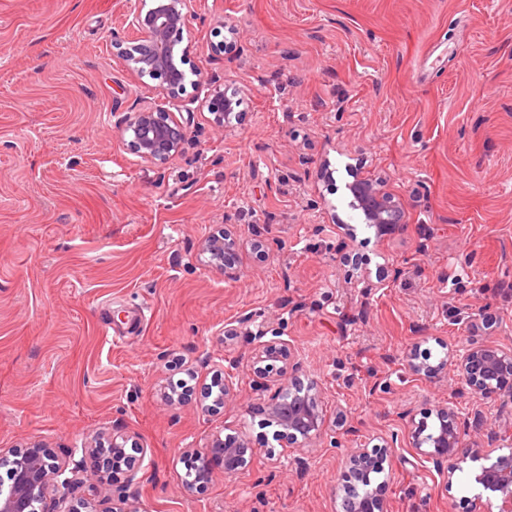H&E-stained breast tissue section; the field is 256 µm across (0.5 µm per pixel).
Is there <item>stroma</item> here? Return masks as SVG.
I'll use <instances>...</instances> for the list:
<instances>
[{
    "label": "stroma",
    "instance_id": "obj_1",
    "mask_svg": "<svg viewBox=\"0 0 512 512\" xmlns=\"http://www.w3.org/2000/svg\"><path fill=\"white\" fill-rule=\"evenodd\" d=\"M127 6L0 0V448L65 459L94 432L137 433L152 464L75 490L96 512H336L347 448L442 405L481 412L512 452L497 404L402 366L411 349L435 364L471 338L512 345V0H196L202 81L184 97L224 74L242 116L218 131L195 114L161 168L119 134L162 102L112 46ZM356 174L404 202L400 232L344 231ZM221 226L248 245L229 273L201 251ZM258 231L270 253L251 249ZM267 328L323 388L315 446L285 445L258 411ZM207 354L237 407L205 411ZM180 379L191 399L166 404ZM218 430L259 460L185 490L189 450ZM384 468L388 512H472L476 463L449 478L401 447Z\"/></svg>",
    "mask_w": 512,
    "mask_h": 512
}]
</instances>
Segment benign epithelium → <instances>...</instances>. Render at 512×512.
Returning a JSON list of instances; mask_svg holds the SVG:
<instances>
[{
  "instance_id": "1",
  "label": "benign epithelium",
  "mask_w": 512,
  "mask_h": 512,
  "mask_svg": "<svg viewBox=\"0 0 512 512\" xmlns=\"http://www.w3.org/2000/svg\"><path fill=\"white\" fill-rule=\"evenodd\" d=\"M129 2L125 24L131 33L127 41L114 47L132 75L157 82L163 103L128 113L121 121V138L141 161L160 168L182 151L186 139V125L175 113L184 111L189 117L194 114L182 100L187 78L184 66L192 49V0ZM208 85L201 110L208 113V123L222 131L239 119L238 91L218 77L210 78ZM346 189L348 206L359 214L362 223L380 233L405 223L404 204L372 181L356 174ZM244 249L245 244L226 229L209 235L203 243V251L216 268H234ZM204 364L211 373L209 387L217 392L215 403L206 411L214 412L236 403L235 384L224 373V364L211 356L205 357ZM250 367L263 380L262 387L274 388L263 412L268 423L277 427L279 440L304 448L327 434L321 386L314 379L305 382L294 377L301 368L300 353L294 345L280 339L265 341L252 352ZM404 369L416 380H431L450 369L474 397L493 400L512 381V346L467 341L448 350L447 359L436 365L419 360L410 350L404 356ZM471 433L485 437L489 446L497 438L481 414L463 417L453 408L442 406L435 410L431 425L424 419L409 420L408 443L422 462L450 478L462 470L463 463L485 460L474 481L495 497L497 512H512V452L493 458L477 442L465 441ZM128 447L136 454L126 453ZM395 447L394 435L370 449L363 446L348 451L341 483L336 487L342 512H387V480L378 482L372 473H383V460ZM150 453V449L138 446L128 434H115L107 444L101 442V436H94L71 468L40 443L25 448H0V466L9 471V484H0V512H48L46 504L51 495L61 487L79 483V474L89 466L105 473L110 482L124 474L132 479ZM257 455L258 449L245 436L213 433L204 447L192 450L194 461L183 486L191 490L209 483L216 466L222 467L228 477L243 474L250 470ZM68 468L72 477L58 481Z\"/></svg>"
}]
</instances>
